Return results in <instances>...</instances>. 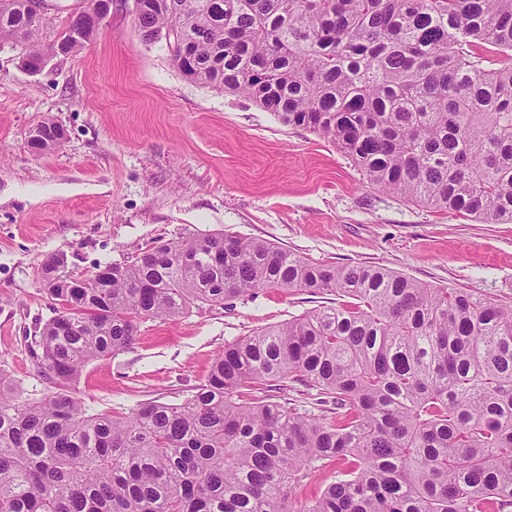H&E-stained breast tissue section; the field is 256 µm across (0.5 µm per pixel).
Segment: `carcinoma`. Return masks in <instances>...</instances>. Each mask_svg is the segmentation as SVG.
I'll list each match as a JSON object with an SVG mask.
<instances>
[{"label": "carcinoma", "mask_w": 512, "mask_h": 512, "mask_svg": "<svg viewBox=\"0 0 512 512\" xmlns=\"http://www.w3.org/2000/svg\"><path fill=\"white\" fill-rule=\"evenodd\" d=\"M27 2L0 0V43L35 64ZM136 2L142 40L191 81L333 144L378 189L512 223V0ZM71 20L77 54L99 28ZM42 281L56 315L32 358L50 389L21 400L0 372V512H512V306L224 232L88 278L51 256ZM272 288L347 301L225 344L181 403L98 415L74 396L143 321ZM288 381L318 413L271 398ZM333 460L320 493L295 495Z\"/></svg>", "instance_id": "cac0c4a2"}]
</instances>
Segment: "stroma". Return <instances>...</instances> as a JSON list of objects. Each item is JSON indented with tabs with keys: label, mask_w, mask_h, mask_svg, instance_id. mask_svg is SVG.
Returning <instances> with one entry per match:
<instances>
[{
	"label": "stroma",
	"mask_w": 512,
	"mask_h": 512,
	"mask_svg": "<svg viewBox=\"0 0 512 512\" xmlns=\"http://www.w3.org/2000/svg\"><path fill=\"white\" fill-rule=\"evenodd\" d=\"M0 44V371L21 397L47 383L30 347L54 314L40 279L53 254L75 274L134 261L160 240L224 231L316 263L376 265L512 305V224L440 213L370 186L353 162L243 97L187 80L165 42H143L133 0H112L94 41L38 73ZM64 127L33 153L42 121ZM336 293L265 289L233 307L143 321L130 348L90 363V413L178 403L225 343L326 305Z\"/></svg>",
	"instance_id": "stroma-1"
}]
</instances>
